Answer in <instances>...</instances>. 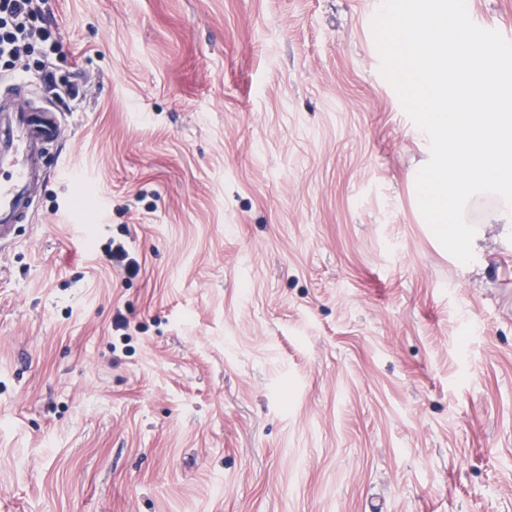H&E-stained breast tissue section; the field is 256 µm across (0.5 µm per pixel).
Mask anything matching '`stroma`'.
<instances>
[{"mask_svg":"<svg viewBox=\"0 0 512 512\" xmlns=\"http://www.w3.org/2000/svg\"><path fill=\"white\" fill-rule=\"evenodd\" d=\"M379 3L45 0L89 91L0 246V512H512V246L424 220ZM106 257L110 262L124 266L132 274L137 275L139 272V263L129 257L122 242L111 241L106 250Z\"/></svg>","mask_w":512,"mask_h":512,"instance_id":"35a3bbf8","label":"stroma"}]
</instances>
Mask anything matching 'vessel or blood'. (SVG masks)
Returning <instances> with one entry per match:
<instances>
[{
  "label": "vessel or blood",
  "instance_id": "vessel-or-blood-1",
  "mask_svg": "<svg viewBox=\"0 0 512 512\" xmlns=\"http://www.w3.org/2000/svg\"><path fill=\"white\" fill-rule=\"evenodd\" d=\"M17 78L0 88V241L12 239L35 212L37 191L46 179V159L62 126L50 104L30 107L16 102L28 86Z\"/></svg>",
  "mask_w": 512,
  "mask_h": 512
}]
</instances>
